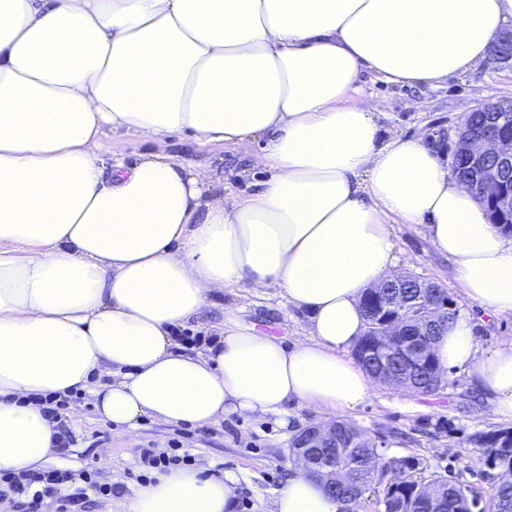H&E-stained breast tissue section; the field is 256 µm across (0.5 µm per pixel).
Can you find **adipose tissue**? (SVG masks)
I'll return each instance as SVG.
<instances>
[{"label":"adipose tissue","mask_w":512,"mask_h":512,"mask_svg":"<svg viewBox=\"0 0 512 512\" xmlns=\"http://www.w3.org/2000/svg\"><path fill=\"white\" fill-rule=\"evenodd\" d=\"M512 0H0V467L56 449L34 398L87 389L103 420L204 426L231 415L330 425L372 395L344 352L360 297L398 273L390 219L425 225L465 298L512 318V236L419 139L383 131L364 77L433 86L474 68ZM232 147L261 169L236 197L207 162L127 161L106 133ZM279 289L285 344L225 292ZM223 316L205 352L175 328ZM512 420V342L469 318L434 346ZM237 479L171 467L125 512H234ZM298 462L268 512H339Z\"/></svg>","instance_id":"obj_1"}]
</instances>
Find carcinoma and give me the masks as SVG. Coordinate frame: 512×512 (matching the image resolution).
Returning <instances> with one entry per match:
<instances>
[{
	"label": "carcinoma",
	"mask_w": 512,
	"mask_h": 512,
	"mask_svg": "<svg viewBox=\"0 0 512 512\" xmlns=\"http://www.w3.org/2000/svg\"><path fill=\"white\" fill-rule=\"evenodd\" d=\"M480 200H482L492 223L504 233L512 232V213H496L489 198L487 190L476 186ZM370 291L362 294V310L366 321V330L360 337L363 343L369 339L375 330L372 306L369 304ZM434 367H418L407 378L413 380L415 390L420 393H430L434 387ZM470 441L479 448V461L491 471L496 466H512V430L500 429L490 432H476L470 436ZM369 452L367 448H338L336 449V469L350 475L345 483L331 487V494L340 503V512H359L370 495L382 499L390 496V501L403 509V512H417L421 500L432 492L448 495V512H468L472 499L467 490L451 486L447 477L437 473H426L420 468V462L414 456L396 458L389 469L391 475L381 477L362 468L363 457Z\"/></svg>",
	"instance_id": "cac0c4a2"
}]
</instances>
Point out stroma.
I'll list each match as a JSON object with an SVG mask.
<instances>
[{"mask_svg":"<svg viewBox=\"0 0 512 512\" xmlns=\"http://www.w3.org/2000/svg\"><path fill=\"white\" fill-rule=\"evenodd\" d=\"M365 92L379 105V123L407 138L437 141L444 158H451L457 134L471 108L488 102H512V59H488L461 76L436 87L412 89L381 81L367 83ZM107 152L135 157L157 150L175 159L209 162L223 170L224 179L236 194L251 190L249 179L240 172L249 161L236 150L220 144L196 149L187 140L174 137L165 144L109 136L102 141ZM390 230L400 272L430 282L447 292L458 314L475 325L483 344L512 340V318L491 320L467 301L456 281L450 261L439 255L427 238L423 225L392 220ZM224 302L243 308L246 321L257 329L291 342L304 335V317L284 306L277 289L257 293L244 288L225 294ZM74 435L69 446L52 454L45 469L69 471L71 481L56 493L44 496L39 512H56L58 497L75 500V512H124L125 504L155 470L143 469L142 449L174 450L189 455L193 467L205 476L236 475L238 504L234 512H268L273 492L288 476L295 458L291 444L299 430L319 424L318 414L299 409L289 429H281L272 419L232 415L218 424L202 427L168 425L143 420L133 433L101 420L93 395L82 393L64 412ZM337 420L346 422L374 439L385 455L417 457L424 469L438 472L471 489L481 507L491 505L494 482L478 461V449L469 441L479 431L506 428L482 394L465 374L445 372L438 388L421 394L409 389L375 385L371 397L351 411H337ZM96 468L111 483L114 493L100 501L84 479L87 468Z\"/></svg>","mask_w":512,"mask_h":512,"instance_id":"stroma-1","label":"stroma"}]
</instances>
